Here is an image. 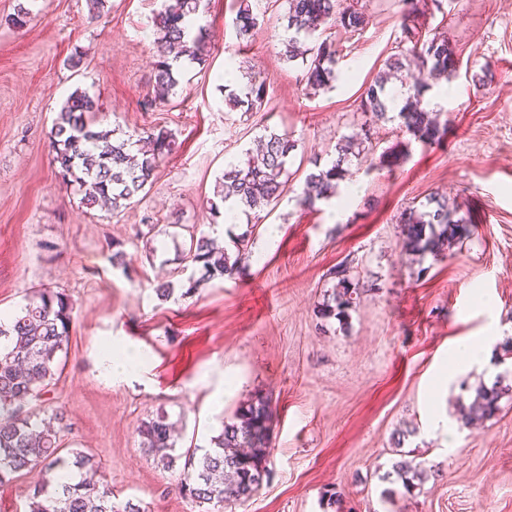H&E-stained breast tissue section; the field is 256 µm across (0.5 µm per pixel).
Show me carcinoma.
<instances>
[{
    "label": "carcinoma",
    "instance_id": "carcinoma-1",
    "mask_svg": "<svg viewBox=\"0 0 512 512\" xmlns=\"http://www.w3.org/2000/svg\"><path fill=\"white\" fill-rule=\"evenodd\" d=\"M343 0H288L285 56L294 61L313 54L306 69L305 81L312 89L329 86L335 79L336 49L325 41L307 50L304 40L311 38L318 27L328 21L351 32L366 25L364 14ZM401 28L412 47L391 55L366 88L361 109L379 121H389L387 85L392 78L408 89V97L398 112L401 126L418 141L434 144L441 138L440 113L418 106V99L427 88L424 73L455 72L454 51L446 40L423 39L409 18L416 11V0H402ZM202 0H162L154 15L159 32L154 70L155 85L163 96L154 101L167 103L178 85V62L185 58L202 63L206 57L207 29L196 24ZM237 34L252 35L257 15L251 0H239L233 19ZM265 84L249 82L240 93L229 97L232 108L249 110L262 105ZM98 111L93 97L82 91L73 92L61 108L51 130L53 163L61 178L78 186L82 202L93 206L100 201L117 211L152 183L160 160L172 151L174 140L167 131H152L144 138L150 147H138L142 138H114L112 132L97 130L90 120ZM358 143L344 138L338 147V158L328 168L314 162L315 170L306 177V189L299 200L312 206L318 200L336 195L343 180L342 164L355 153ZM295 141L275 133L256 139V147L242 165L228 163L222 176L221 201L231 197L250 210H262L279 200L288 180L287 159L295 150ZM430 211L410 208L402 218L405 226L403 247L420 254H436L443 246L457 239L465 225L453 219L448 199L432 196ZM235 260L216 240L202 234L191 239L187 259L193 275L183 295L194 292L197 280L232 277L240 273L239 261L248 253L249 241L232 239ZM358 288L350 278H338L327 299L316 311L323 320L347 322L350 311L357 306ZM73 304L62 292L44 289L26 298L20 311L7 321L0 320V484L23 471L42 467L45 478L33 489L29 512H142L130 501L120 502L112 488L99 479L100 465L84 452L74 454L72 462L60 455L58 430L63 413L22 414L20 402L39 399L49 392L58 373L57 353L68 339ZM502 391L498 384L476 388L472 400L461 404L464 424L484 422L499 411ZM273 432V411L267 398L257 396L242 404L222 431L211 439L212 447L200 458L188 456L178 474L181 494L199 507V512H224L229 506L250 500L270 477V448ZM142 448L147 456L166 469L175 467V441L167 416L159 414L138 427ZM393 473L405 489L422 481L424 470L418 465L397 461Z\"/></svg>",
    "mask_w": 512,
    "mask_h": 512
}]
</instances>
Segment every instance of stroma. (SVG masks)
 Returning <instances> with one entry per match:
<instances>
[{
	"label": "stroma",
	"instance_id": "stroma-1",
	"mask_svg": "<svg viewBox=\"0 0 512 512\" xmlns=\"http://www.w3.org/2000/svg\"><path fill=\"white\" fill-rule=\"evenodd\" d=\"M352 4L366 25L319 28L316 41L337 50L336 79L313 90L304 64L285 57L286 0H257L244 40L236 0H204L208 59L182 62L169 103L155 108L160 0H106L97 20L86 0H34L21 30L8 22L18 0H0V317L45 288L74 306L62 371L25 408L61 410L62 457L93 454L102 481L142 512L196 510L144 452L141 423L167 413L180 427L177 453L200 455L258 394L275 410L271 475L234 512H330L329 489L348 512H512V0H441L420 16L423 34L454 50L450 82L462 91L442 106L433 145L361 111L384 61L408 43L401 0ZM252 80L266 87L261 109H231L229 94ZM77 90L98 101V128L121 138L164 129L176 143L151 185L115 212L82 203L52 162L51 128ZM269 133L298 143L285 190L268 214L247 210L225 225L211 209L224 167ZM345 136L361 141L344 178L359 192L340 224L334 201L299 199ZM392 147V166L369 165ZM435 193L468 235L443 255L404 254L402 213ZM272 231L275 248L246 257L243 274L158 300L157 284L190 276L192 237L245 234L256 249ZM118 250L127 269L112 264ZM340 270L360 297L344 325L316 315ZM468 339L491 345V366L451 369ZM108 346L150 359L115 380L102 362ZM496 382L498 413L464 425L460 404ZM402 450L427 471L409 491L386 478Z\"/></svg>",
	"mask_w": 512,
	"mask_h": 512
}]
</instances>
